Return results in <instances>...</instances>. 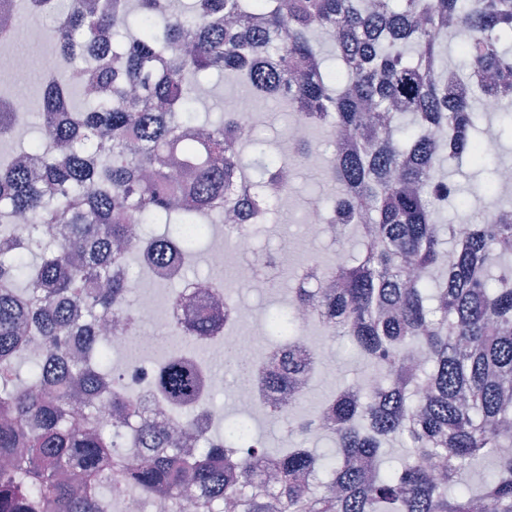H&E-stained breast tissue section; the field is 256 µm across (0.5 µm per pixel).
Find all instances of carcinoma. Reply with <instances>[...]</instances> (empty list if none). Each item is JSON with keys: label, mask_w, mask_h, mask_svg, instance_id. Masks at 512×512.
Returning <instances> with one entry per match:
<instances>
[{"label": "carcinoma", "mask_w": 512, "mask_h": 512, "mask_svg": "<svg viewBox=\"0 0 512 512\" xmlns=\"http://www.w3.org/2000/svg\"><path fill=\"white\" fill-rule=\"evenodd\" d=\"M138 11L136 29L127 17ZM48 13L46 31L65 66L38 100L41 139L0 154V512H112L126 497L203 498L198 512H512V205L462 230L438 223L456 193L444 160L482 163L474 104L512 99V0H13V20ZM460 22L475 41L455 82L438 30ZM249 28V34L240 32ZM344 74L324 67L317 37ZM217 69L260 97L283 102L307 129H324L339 157L327 167L343 204L340 239L359 251L336 258V287L303 288L333 336L374 366L376 385L350 384L320 405L337 448L326 466L307 448H234L207 437L192 410L202 379L183 355L155 372L156 395L184 410L207 449L172 446L171 433L136 405L110 363L105 320L135 329L127 302L134 254L116 245L160 214L197 224L213 217L230 236L241 189L228 179L246 161L247 117L212 125L192 117L202 74ZM11 93H0V138L15 132ZM411 129L396 141L386 130ZM299 160L257 163L272 188ZM164 271L187 248L166 232L144 243ZM195 306V335L219 328ZM272 336L291 328L267 316ZM27 364L29 384L17 386ZM301 362L271 368L285 394H306ZM107 406L103 415L101 406ZM142 460L123 455L121 430ZM412 449L383 468V448ZM326 474H321V467Z\"/></svg>", "instance_id": "obj_1"}]
</instances>
